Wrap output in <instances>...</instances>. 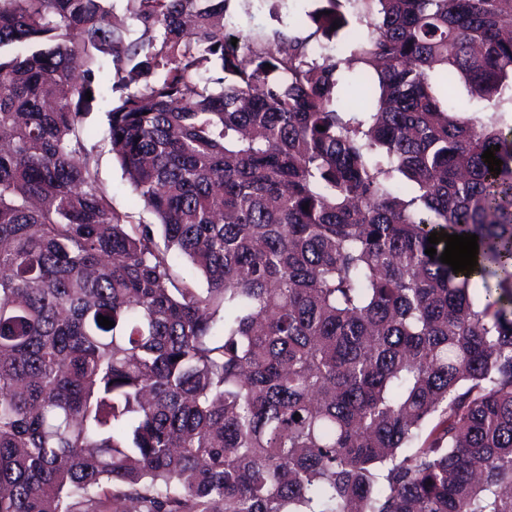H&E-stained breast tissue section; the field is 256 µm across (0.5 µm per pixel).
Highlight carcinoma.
I'll list each match as a JSON object with an SVG mask.
<instances>
[{"mask_svg":"<svg viewBox=\"0 0 512 512\" xmlns=\"http://www.w3.org/2000/svg\"><path fill=\"white\" fill-rule=\"evenodd\" d=\"M234 1L0 0V512H512V7ZM272 3L273 2H254V6L249 10V14L237 8L233 12L231 24L228 22L227 18L224 17V25H226L228 29L233 30L281 28L285 29L288 33L289 24L305 21V14L313 10L319 2L315 0H285V2L278 3L276 11L282 16V25L272 16ZM448 95L452 100L464 106L469 112H485L488 103L472 97L469 88L462 80L456 79L453 86L448 88ZM107 109V104L102 101L85 120V126L92 134L90 143L97 145L96 159L99 178L108 190L113 209L122 213L132 212L135 216L136 224L139 219L143 224L152 223L154 222V217L150 213L143 211L141 206L135 204L136 200L131 193L120 165L113 159L112 153L108 151L109 147L103 141L107 131L105 117Z\"/></svg>","mask_w":512,"mask_h":512,"instance_id":"cac0c4a2","label":"carcinoma"}]
</instances>
